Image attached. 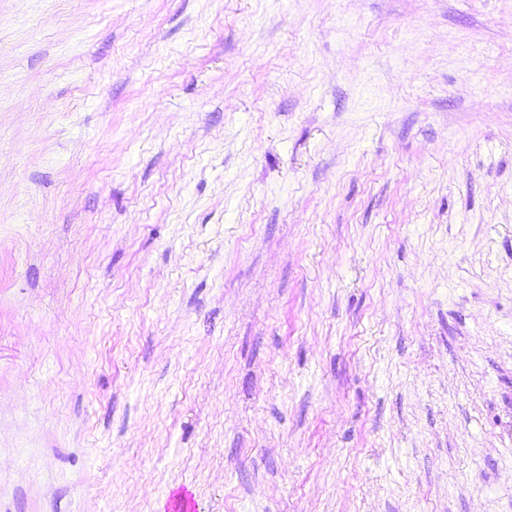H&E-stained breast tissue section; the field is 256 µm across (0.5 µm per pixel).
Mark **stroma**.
<instances>
[{
  "instance_id": "1",
  "label": "stroma",
  "mask_w": 512,
  "mask_h": 512,
  "mask_svg": "<svg viewBox=\"0 0 512 512\" xmlns=\"http://www.w3.org/2000/svg\"><path fill=\"white\" fill-rule=\"evenodd\" d=\"M512 512V0H0V512Z\"/></svg>"
}]
</instances>
